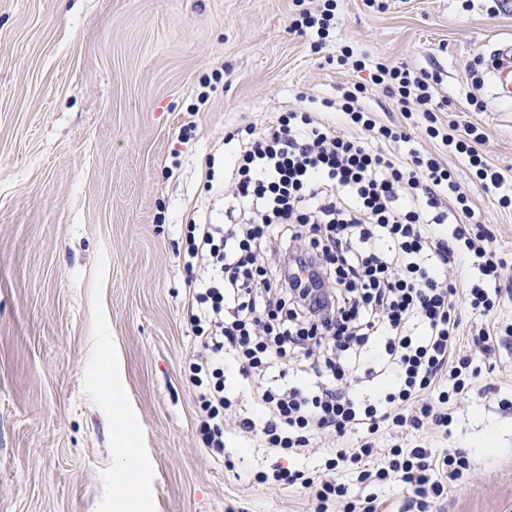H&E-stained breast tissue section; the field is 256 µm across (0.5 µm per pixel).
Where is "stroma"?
Segmentation results:
<instances>
[{"mask_svg":"<svg viewBox=\"0 0 512 512\" xmlns=\"http://www.w3.org/2000/svg\"><path fill=\"white\" fill-rule=\"evenodd\" d=\"M319 3L0 0V512H115L127 495L116 397L149 512H313L304 490L256 481L274 462L258 438L230 428L219 454L199 434L183 254L189 211L224 207L204 187L206 158L231 169L226 132L361 81L333 61L347 46L369 65L440 72L439 122L478 126L485 156L512 178V112L476 78L488 42L512 38V0H337L332 40L316 52L291 21ZM202 91L209 100L189 117ZM364 103L440 152L422 113L404 119L378 90ZM443 161L512 262V208L462 158ZM472 366L480 376L449 403L447 430L375 444L463 449L471 469L438 512H512V348ZM114 407L115 414L117 417L116 426L112 434L115 454L124 462L136 461L137 438L124 425V415L120 408V405L117 402H115Z\"/></svg>","mask_w":512,"mask_h":512,"instance_id":"stroma-1","label":"stroma"}]
</instances>
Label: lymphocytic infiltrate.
Segmentation results:
<instances>
[{"label":"lymphocytic infiltrate","instance_id":"f902f5d3","mask_svg":"<svg viewBox=\"0 0 512 512\" xmlns=\"http://www.w3.org/2000/svg\"><path fill=\"white\" fill-rule=\"evenodd\" d=\"M336 8V0H322L291 26L321 51ZM354 63L369 80L343 90L336 102L340 122L289 110L271 125L248 127L245 137L228 133L239 151L226 222L190 221L185 268L203 261L211 270L188 282L187 314L198 342L190 380L205 443L220 449L232 406L224 393L225 359L247 376L291 355L328 350L331 383L314 394L298 383L285 390L256 385L264 417L239 419V432L290 456L305 454L318 433L364 434V441L326 459V470L352 472L373 485L400 482L407 493L401 512H427L470 470L467 454L398 444L379 450L370 437L451 423L444 405L477 377L457 349L458 303L466 301L474 319L489 316L502 297L507 260L493 234L473 223L471 199L439 156L411 148L405 127L383 124L364 107L368 87L403 114L424 113L429 137L463 158L484 190L499 191V206L511 207L512 197L502 194L503 174L478 149L484 135L477 126L438 124V75ZM273 249L281 266L263 262ZM385 377L392 390L376 402L354 391ZM378 455L383 465H374ZM274 478L311 490L316 512H328L336 498L343 499V512H376L374 498L346 500L338 480L317 482L279 465Z\"/></svg>","mask_w":512,"mask_h":512}]
</instances>
